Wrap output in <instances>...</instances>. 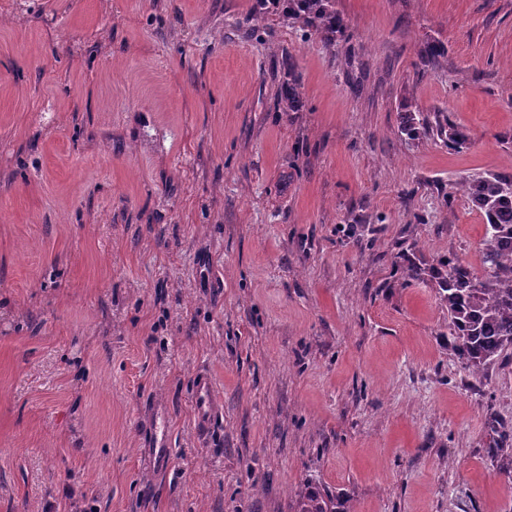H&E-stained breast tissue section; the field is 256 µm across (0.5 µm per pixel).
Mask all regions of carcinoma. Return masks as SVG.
<instances>
[{
    "label": "carcinoma",
    "instance_id": "1",
    "mask_svg": "<svg viewBox=\"0 0 512 512\" xmlns=\"http://www.w3.org/2000/svg\"><path fill=\"white\" fill-rule=\"evenodd\" d=\"M288 18L317 29L331 41L345 33L346 23L331 0H288ZM401 133L410 140L437 136L453 148H463V127L444 118L431 121L416 109L406 110ZM463 191L484 224L483 272L448 258L444 268L410 263L409 279L426 277L437 283L448 307V334L458 358L472 372L503 362L512 349V172L493 171L468 179ZM498 473L512 479V448L498 449ZM300 512H335L331 501L310 496Z\"/></svg>",
    "mask_w": 512,
    "mask_h": 512
}]
</instances>
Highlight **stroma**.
Here are the masks:
<instances>
[{
  "instance_id": "35a3bbf8",
  "label": "stroma",
  "mask_w": 512,
  "mask_h": 512,
  "mask_svg": "<svg viewBox=\"0 0 512 512\" xmlns=\"http://www.w3.org/2000/svg\"><path fill=\"white\" fill-rule=\"evenodd\" d=\"M254 2L0 0V512H512V358L402 273L481 267L512 0H334L329 42ZM401 133L409 140H420L436 135L446 145L459 149L465 147L469 140L464 128L447 117L442 120L437 119L433 125L428 114H424L419 109H408V107L403 118ZM194 397L199 420L204 426H206L216 413L212 383L208 377L201 376L197 379Z\"/></svg>"
}]
</instances>
